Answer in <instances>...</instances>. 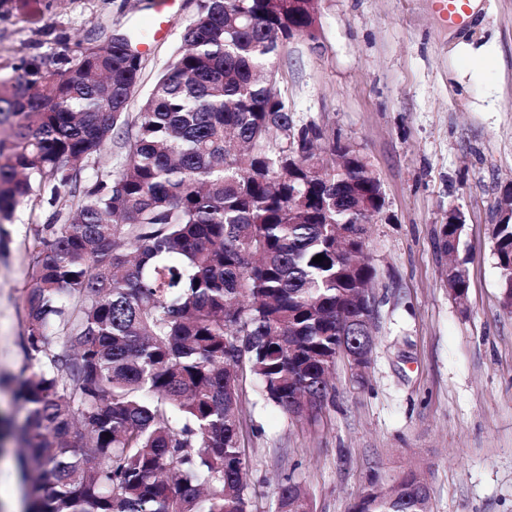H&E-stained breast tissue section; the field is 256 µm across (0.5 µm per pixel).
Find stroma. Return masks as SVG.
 Segmentation results:
<instances>
[{
	"mask_svg": "<svg viewBox=\"0 0 512 512\" xmlns=\"http://www.w3.org/2000/svg\"><path fill=\"white\" fill-rule=\"evenodd\" d=\"M194 13V0H176L167 36L143 56L140 95ZM151 15L152 0H0V63L134 32ZM317 15L318 42L301 37L281 54L280 87L296 122L352 142L385 192L364 249L376 269L374 349L360 373L337 358L331 400L314 419L266 407L243 371L248 510L272 512L289 477L308 488L314 512H349L362 491L415 470L432 512H512V312L490 233L512 186V0H478L459 25L433 0H318ZM452 207L465 215L460 305L437 244ZM56 221L55 206L29 200L0 224V512L25 496L16 389L40 367L24 346L30 227Z\"/></svg>",
	"mask_w": 512,
	"mask_h": 512,
	"instance_id": "stroma-1",
	"label": "stroma"
}]
</instances>
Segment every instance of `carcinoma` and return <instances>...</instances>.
<instances>
[{"label": "carcinoma", "instance_id": "carcinoma-1", "mask_svg": "<svg viewBox=\"0 0 512 512\" xmlns=\"http://www.w3.org/2000/svg\"><path fill=\"white\" fill-rule=\"evenodd\" d=\"M315 0H197L183 45L127 111L141 33L0 66V222L67 189L62 224L34 228L27 350L42 359L17 398L26 512H247L240 365L289 417L330 400L380 181L342 141L297 124L277 60L318 40ZM113 144L119 162L85 171ZM464 214L440 249L448 295L468 293ZM502 305L512 310V214L492 225ZM322 254L321 263L312 258ZM62 333L52 343L49 331ZM415 471L357 496L350 512H430ZM274 512H311L280 485Z\"/></svg>", "mask_w": 512, "mask_h": 512}]
</instances>
